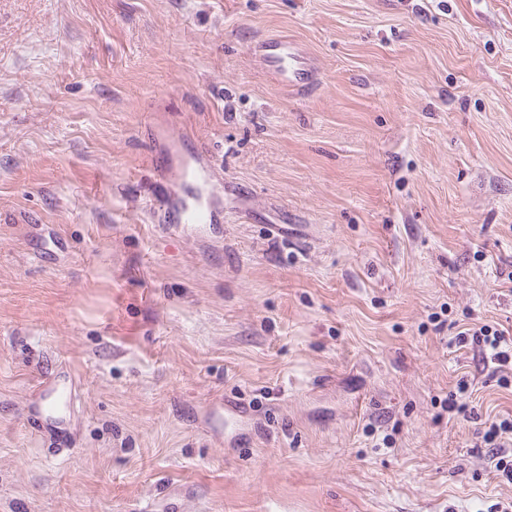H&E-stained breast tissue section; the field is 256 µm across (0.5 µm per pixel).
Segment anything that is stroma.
Segmentation results:
<instances>
[{"instance_id": "obj_1", "label": "stroma", "mask_w": 512, "mask_h": 512, "mask_svg": "<svg viewBox=\"0 0 512 512\" xmlns=\"http://www.w3.org/2000/svg\"><path fill=\"white\" fill-rule=\"evenodd\" d=\"M160 127L223 223L153 216ZM469 319L512 330V0H0V512H512ZM256 55L261 64L275 75L277 80L292 90H309L314 68L302 47L287 37H266L258 42Z\"/></svg>"}]
</instances>
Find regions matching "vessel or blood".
<instances>
[{
	"mask_svg": "<svg viewBox=\"0 0 512 512\" xmlns=\"http://www.w3.org/2000/svg\"><path fill=\"white\" fill-rule=\"evenodd\" d=\"M261 64L284 86L306 91L312 86L311 59L294 40L267 37L257 45ZM154 172L164 184L152 200L153 211L166 230L179 233L187 227L218 223L221 208L211 185L213 160L208 150L185 153L180 141L165 140L150 155Z\"/></svg>",
	"mask_w": 512,
	"mask_h": 512,
	"instance_id": "obj_1",
	"label": "vessel or blood"
}]
</instances>
